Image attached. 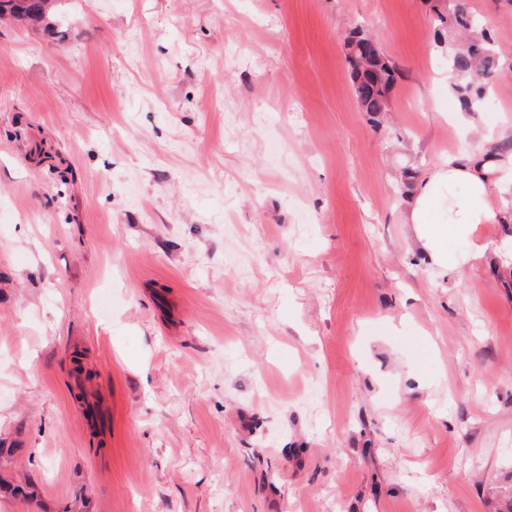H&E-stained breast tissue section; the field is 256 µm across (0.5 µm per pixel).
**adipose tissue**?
Returning <instances> with one entry per match:
<instances>
[{"instance_id":"adipose-tissue-1","label":"adipose tissue","mask_w":512,"mask_h":512,"mask_svg":"<svg viewBox=\"0 0 512 512\" xmlns=\"http://www.w3.org/2000/svg\"><path fill=\"white\" fill-rule=\"evenodd\" d=\"M506 170L512 172V152L452 155L416 182L407 221L414 224L422 250L441 270L452 265L449 236L464 234L472 224L512 223V209L497 200L498 195L512 192V182L499 177ZM460 184L467 186V194L456 193Z\"/></svg>"}]
</instances>
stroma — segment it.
Listing matches in <instances>:
<instances>
[{
    "instance_id": "stroma-1",
    "label": "stroma",
    "mask_w": 512,
    "mask_h": 512,
    "mask_svg": "<svg viewBox=\"0 0 512 512\" xmlns=\"http://www.w3.org/2000/svg\"><path fill=\"white\" fill-rule=\"evenodd\" d=\"M58 7L0 22V512H512V227L443 272L399 180L512 143V72L461 126L428 0ZM347 46L355 45V51L347 52L352 91L362 112L377 114L389 112L391 93L399 77V68L385 59L379 48L367 35L351 33Z\"/></svg>"
}]
</instances>
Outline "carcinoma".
Masks as SVG:
<instances>
[{"instance_id": "carcinoma-1", "label": "carcinoma", "mask_w": 512, "mask_h": 512, "mask_svg": "<svg viewBox=\"0 0 512 512\" xmlns=\"http://www.w3.org/2000/svg\"><path fill=\"white\" fill-rule=\"evenodd\" d=\"M56 0H0V16L11 14L18 20L52 26ZM436 20L447 27L446 65L452 98L466 112H478L487 99L488 79L500 74L504 64L495 40L485 29H477L476 19L464 0H436ZM347 45L354 97L363 112L377 114L391 108V93L399 77V68L385 58L367 35L355 32Z\"/></svg>"}]
</instances>
